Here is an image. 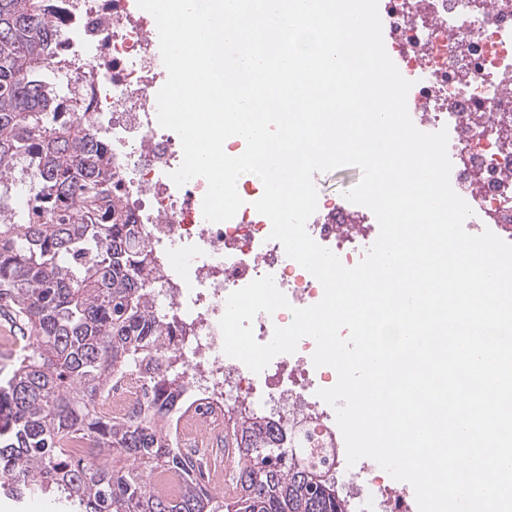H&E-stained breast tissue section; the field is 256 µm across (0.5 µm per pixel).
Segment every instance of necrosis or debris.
<instances>
[{"label": "necrosis or debris", "mask_w": 512, "mask_h": 512, "mask_svg": "<svg viewBox=\"0 0 512 512\" xmlns=\"http://www.w3.org/2000/svg\"><path fill=\"white\" fill-rule=\"evenodd\" d=\"M61 2L53 21L69 34L65 56L72 64L55 77L84 87L82 112L111 153L114 177L126 192L123 214L155 248L152 305L176 315L184 334L175 346L190 350L184 382L196 400L170 425L176 447L211 458L210 476L223 482L224 431L247 402L258 415L287 424L289 447L303 464L333 477L348 512H407L405 494L376 468L362 466L366 478L355 481L335 410L317 395L332 387L333 373L314 366L312 338L258 374L223 350L219 321L227 298L253 280L272 276L291 307L323 296L319 281L270 239V220L254 208L263 194L259 177H239L244 204L232 219L207 221L206 180L179 186L171 178L183 152L179 136L157 118V94L168 74L154 49L151 20L136 0ZM379 12L383 40L413 83L407 103L414 125L448 132L450 184L473 210L466 230L488 229L512 243V0H379ZM353 214L345 196L322 192L306 224L311 238L347 267L363 259L379 231L365 208L363 232L343 234ZM290 309L257 314L256 340L268 343L275 327L289 325ZM147 389L139 372L113 377L102 401L105 414L123 417L144 406Z\"/></svg>", "instance_id": "1"}]
</instances>
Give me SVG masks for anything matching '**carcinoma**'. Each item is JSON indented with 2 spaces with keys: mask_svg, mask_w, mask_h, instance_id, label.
Segmentation results:
<instances>
[{
  "mask_svg": "<svg viewBox=\"0 0 512 512\" xmlns=\"http://www.w3.org/2000/svg\"><path fill=\"white\" fill-rule=\"evenodd\" d=\"M58 0H0V323L26 353L0 366V494H51L64 512H347L335 483L293 457L267 459L287 435L244 411L231 421L232 503L174 446L186 404L184 362L166 345L175 316L149 309L152 250L112 201L110 158L50 68L64 37ZM33 181L27 202L16 186ZM108 208L115 222L100 224ZM155 366L153 398L128 418L100 399L112 372Z\"/></svg>",
  "mask_w": 512,
  "mask_h": 512,
  "instance_id": "carcinoma-1",
  "label": "carcinoma"
}]
</instances>
